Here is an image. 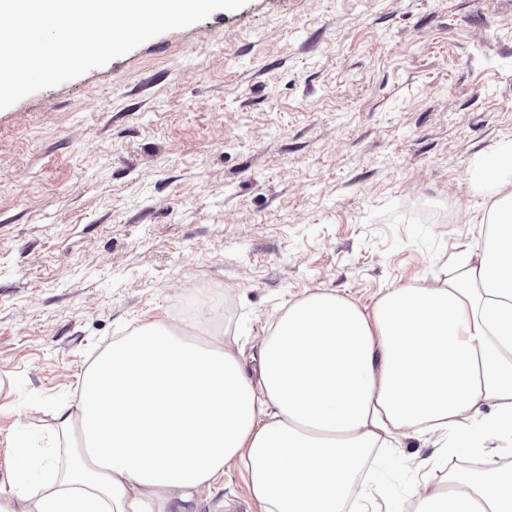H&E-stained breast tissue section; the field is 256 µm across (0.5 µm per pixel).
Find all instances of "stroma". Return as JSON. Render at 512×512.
Wrapping results in <instances>:
<instances>
[{"mask_svg": "<svg viewBox=\"0 0 512 512\" xmlns=\"http://www.w3.org/2000/svg\"><path fill=\"white\" fill-rule=\"evenodd\" d=\"M509 143L512 0H248L0 110V496L136 326L253 376L290 300L445 279ZM436 449L393 442L373 512ZM198 512H258L244 467Z\"/></svg>", "mask_w": 512, "mask_h": 512, "instance_id": "obj_1", "label": "stroma"}]
</instances>
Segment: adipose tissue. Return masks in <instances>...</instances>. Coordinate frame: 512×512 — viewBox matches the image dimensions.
Here are the masks:
<instances>
[{"instance_id": "ef3b65f1", "label": "adipose tissue", "mask_w": 512, "mask_h": 512, "mask_svg": "<svg viewBox=\"0 0 512 512\" xmlns=\"http://www.w3.org/2000/svg\"><path fill=\"white\" fill-rule=\"evenodd\" d=\"M489 195L456 273L390 288L364 311L326 290L289 302L244 354L150 323L113 341L57 412L77 434L66 466L45 458L38 493L0 512H194L244 464L261 512H367L372 448L453 433L419 464L397 512H512V146L483 171ZM479 464L450 466L457 447Z\"/></svg>"}]
</instances>
